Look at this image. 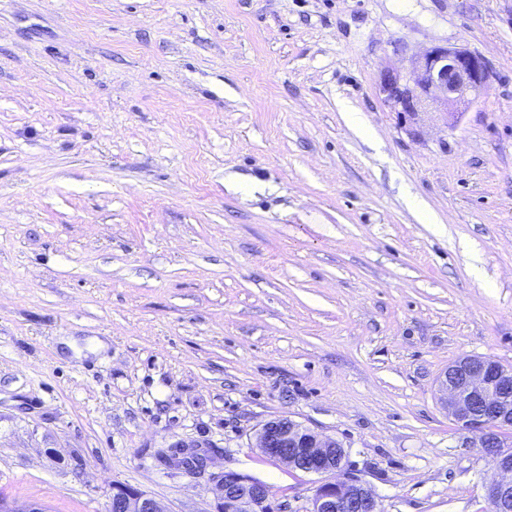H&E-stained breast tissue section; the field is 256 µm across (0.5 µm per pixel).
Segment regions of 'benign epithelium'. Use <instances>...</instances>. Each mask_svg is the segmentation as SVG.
Listing matches in <instances>:
<instances>
[{"instance_id": "benign-epithelium-1", "label": "benign epithelium", "mask_w": 512, "mask_h": 512, "mask_svg": "<svg viewBox=\"0 0 512 512\" xmlns=\"http://www.w3.org/2000/svg\"><path fill=\"white\" fill-rule=\"evenodd\" d=\"M490 66L465 46H434L416 57L405 74L385 70L378 88L405 124L424 106L440 112L455 127L490 84ZM448 411L459 426L475 435L499 475L486 486L492 512H512V367L482 357H466L448 366L439 380ZM257 448L290 468L322 477L307 512H380L376 496L344 474L346 451L333 437L322 436L289 417L265 422ZM216 512H286L272 506L269 486L256 478L224 472ZM108 512H167L154 497L125 485L112 487Z\"/></svg>"}]
</instances>
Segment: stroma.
Listing matches in <instances>:
<instances>
[{"label":"stroma","mask_w":512,"mask_h":512,"mask_svg":"<svg viewBox=\"0 0 512 512\" xmlns=\"http://www.w3.org/2000/svg\"><path fill=\"white\" fill-rule=\"evenodd\" d=\"M457 45L489 90L398 124L381 71ZM470 355L512 366V0H0V498L215 512L233 471L307 512L287 416L381 512H490ZM108 512H167L154 497L125 485H115Z\"/></svg>","instance_id":"1"}]
</instances>
